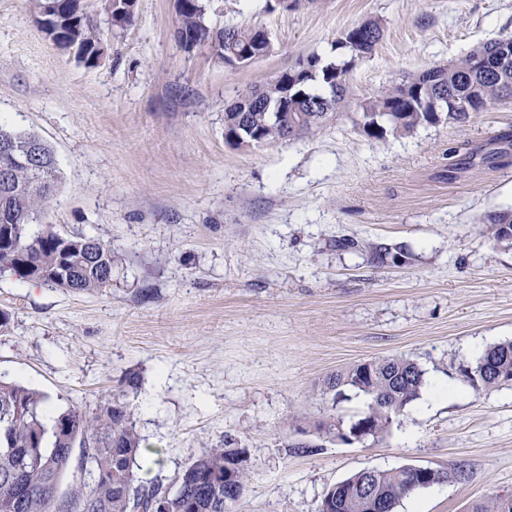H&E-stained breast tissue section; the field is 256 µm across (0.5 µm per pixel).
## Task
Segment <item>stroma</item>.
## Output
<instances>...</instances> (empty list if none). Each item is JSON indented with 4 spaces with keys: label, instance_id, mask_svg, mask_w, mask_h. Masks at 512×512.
<instances>
[{
    "label": "stroma",
    "instance_id": "obj_1",
    "mask_svg": "<svg viewBox=\"0 0 512 512\" xmlns=\"http://www.w3.org/2000/svg\"><path fill=\"white\" fill-rule=\"evenodd\" d=\"M206 0L211 27L256 25L276 49L242 71L185 50L173 0H137L94 68L55 45L38 0H0V122L42 137L58 183L41 221L116 256L105 291L73 294L0 274V379L94 412L122 393L162 463L136 481L175 488L186 465L232 437L251 466L242 512H318L330 485L366 469L418 465L446 481L395 512H468L512 496V385L475 391L464 369L512 340V246L481 235L512 210V101L459 124L374 138L359 104L406 74L512 32V0ZM378 21L335 120L274 145L235 148L224 107L311 54L335 59L341 30ZM400 248L401 258L335 241ZM404 357L419 399L380 438L346 444L319 424L358 420L365 397L333 403L332 374ZM448 394L435 400L432 388ZM316 445L313 453L298 444Z\"/></svg>",
    "mask_w": 512,
    "mask_h": 512
}]
</instances>
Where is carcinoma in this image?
Masks as SVG:
<instances>
[{"label":"carcinoma","mask_w":512,"mask_h":512,"mask_svg":"<svg viewBox=\"0 0 512 512\" xmlns=\"http://www.w3.org/2000/svg\"><path fill=\"white\" fill-rule=\"evenodd\" d=\"M82 0H54L63 19H78L62 28L63 40L75 49L77 62L92 67L104 50L91 29ZM204 0H180L176 5L181 36L205 42L213 55L231 66L248 53L267 56L274 43L261 27L227 26L214 29L206 23ZM383 36L376 21L344 29L335 50L349 56L339 62L311 55L296 69L281 72L260 88L238 91L224 112V138L238 147L260 140L266 144L297 137L322 126L337 105L352 94L351 71L356 62L373 54ZM508 56L507 64L498 57ZM512 90V33L480 44L454 63L433 65L405 76L360 104L357 125L372 137L404 136L426 125L458 124L472 112L498 104ZM10 142L20 154L37 150L30 165L17 156L0 153V273L20 281H39L74 294L98 292L112 281L115 261L112 247L91 235H62L38 223L41 209L53 197L58 180L52 147L39 135L18 132L0 123V142ZM484 236L496 245L512 246V211L488 217ZM475 390H490L512 382V341L487 349L474 367L465 370ZM425 385L424 371L406 358L364 361L326 379L323 392L338 403L347 392L369 398L361 420L370 436H381ZM90 464L89 479L68 495H59L74 448ZM144 449L130 425L126 405L114 394L105 397L88 414L68 408L55 414L49 399L17 382L0 380V512H152L162 499L167 512H240L251 478L249 463L224 482L230 448H210L192 460L171 491L158 485L135 484L133 465ZM433 470L420 479L408 468L362 469L330 486L320 512H371L363 490L383 499L393 510L413 492L447 480ZM512 497L491 504H472L468 512H512Z\"/></svg>","instance_id":"obj_1"}]
</instances>
